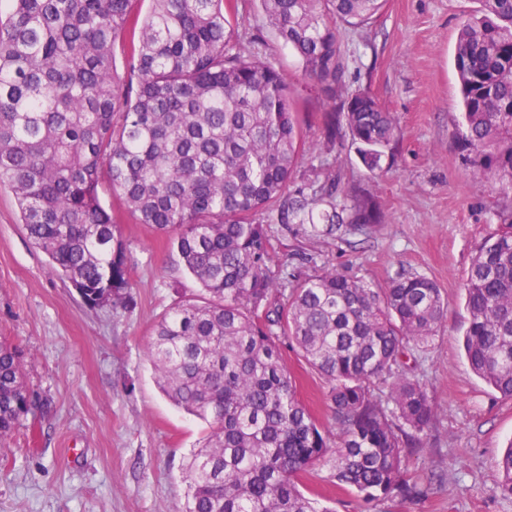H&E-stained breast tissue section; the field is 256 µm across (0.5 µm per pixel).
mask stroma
Wrapping results in <instances>:
<instances>
[{"mask_svg":"<svg viewBox=\"0 0 512 512\" xmlns=\"http://www.w3.org/2000/svg\"><path fill=\"white\" fill-rule=\"evenodd\" d=\"M227 17L242 41L261 37L288 80L300 65L261 25L259 0H235ZM479 0H386L359 28L341 27L346 90L366 88L394 112L400 139L382 170L370 176L349 135L331 152L322 138L323 105L305 93L303 135L310 147L293 185L328 178L367 189L383 222L371 237L307 224L267 225L274 262L296 280L335 268L387 287L392 279H434L448 306L433 344L411 362L435 409L423 448L409 458L420 495L379 502L336 489L318 465L305 483L335 512H512L501 495L496 461L512 440V400L470 368L462 347L469 324L462 285L471 262L494 232L512 194L499 190L464 156L455 136L462 106L452 65L461 19ZM112 208L133 264L130 307L88 308L74 288L51 273L47 256L25 235L13 194L0 187V339L17 346L31 392L42 403L23 425L0 438V512H183V464L205 424L159 390L146 344L155 321L200 292L168 236L136 223L109 188ZM281 352L299 399L333 428L328 385L289 338Z\"/></svg>","mask_w":512,"mask_h":512,"instance_id":"obj_1","label":"stroma"}]
</instances>
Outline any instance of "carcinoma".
<instances>
[{
	"label": "carcinoma",
	"mask_w": 512,
	"mask_h": 512,
	"mask_svg": "<svg viewBox=\"0 0 512 512\" xmlns=\"http://www.w3.org/2000/svg\"><path fill=\"white\" fill-rule=\"evenodd\" d=\"M140 2L9 0L0 20V185L14 194L27 236L87 306L128 304L132 265L100 200L107 184L137 223L172 237L201 285L155 324L146 346L160 389L208 426L184 467L185 512H331L302 491L321 463L337 486L369 501L420 494L409 456L434 407L404 359L434 342L447 308L440 289L420 274L378 289L326 269L285 294L291 274L286 264L270 269L263 214L370 234L381 207L334 178L309 195L290 189L305 149L297 88L241 44L224 0H150L143 18ZM382 2L260 0L275 40L320 87L321 150L344 127L371 173L400 126L368 89L343 90L338 24L366 25ZM480 2L454 46L458 142L507 193L512 0ZM463 290L466 357L512 399V213L479 248ZM282 336L329 384L336 433L297 397ZM36 403L17 349L0 341V437ZM497 468L500 493L512 497V445Z\"/></svg>",
	"instance_id": "obj_1"
}]
</instances>
